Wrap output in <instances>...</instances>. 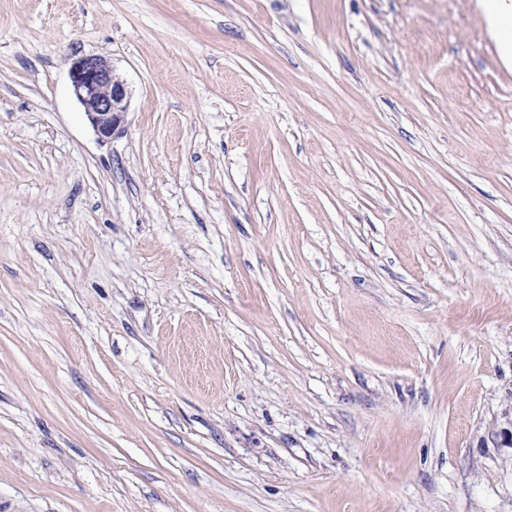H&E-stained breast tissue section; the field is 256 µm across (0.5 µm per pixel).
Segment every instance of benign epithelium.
Masks as SVG:
<instances>
[{"label":"benign epithelium","mask_w":512,"mask_h":512,"mask_svg":"<svg viewBox=\"0 0 512 512\" xmlns=\"http://www.w3.org/2000/svg\"><path fill=\"white\" fill-rule=\"evenodd\" d=\"M69 76L98 139L104 142L119 135L128 110V93L110 62L99 55L79 56L73 60Z\"/></svg>","instance_id":"1"}]
</instances>
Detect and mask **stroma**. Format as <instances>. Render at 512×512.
<instances>
[{
    "label": "stroma",
    "instance_id": "35a3bbf8",
    "mask_svg": "<svg viewBox=\"0 0 512 512\" xmlns=\"http://www.w3.org/2000/svg\"><path fill=\"white\" fill-rule=\"evenodd\" d=\"M511 432L477 0H0V512H512ZM69 76L98 139L104 142L119 135L128 110V93L110 62L99 55L79 56L73 60Z\"/></svg>",
    "mask_w": 512,
    "mask_h": 512
}]
</instances>
